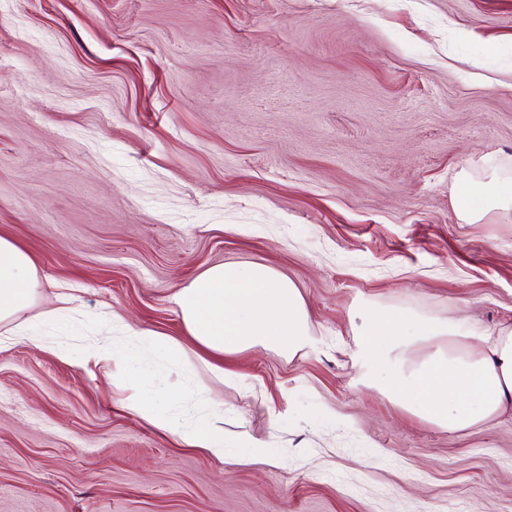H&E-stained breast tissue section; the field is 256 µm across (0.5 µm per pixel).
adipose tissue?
Listing matches in <instances>:
<instances>
[{"mask_svg": "<svg viewBox=\"0 0 512 512\" xmlns=\"http://www.w3.org/2000/svg\"><path fill=\"white\" fill-rule=\"evenodd\" d=\"M491 210L512 218V182L470 194L461 218L471 224ZM39 282L32 255L0 236V323L12 340L35 341L38 326L53 325L59 308L29 322L15 315L31 306ZM175 303L188 336L209 359L205 366L222 383L234 376L224 357L262 348L291 357L308 343L311 314L296 283L271 266L222 263L206 267L177 290ZM116 342L143 339L159 359L187 360L183 343L157 332L141 335L118 314L108 317ZM359 355L369 369L368 387L378 389L413 415L451 432L468 431L512 408V326L484 331L463 318L366 305L350 318ZM129 411L191 448L223 458L224 430L198 415L169 412L159 396L132 391Z\"/></svg>", "mask_w": 512, "mask_h": 512, "instance_id": "obj_1", "label": "adipose tissue"}]
</instances>
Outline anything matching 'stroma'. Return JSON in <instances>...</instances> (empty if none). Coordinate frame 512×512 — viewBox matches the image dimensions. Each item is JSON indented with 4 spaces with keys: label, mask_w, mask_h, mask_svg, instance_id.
I'll use <instances>...</instances> for the list:
<instances>
[{
    "label": "stroma",
    "mask_w": 512,
    "mask_h": 512,
    "mask_svg": "<svg viewBox=\"0 0 512 512\" xmlns=\"http://www.w3.org/2000/svg\"><path fill=\"white\" fill-rule=\"evenodd\" d=\"M512 177V0H0V236L85 323L187 336L206 266L294 280L310 344L167 382L224 445L125 407L94 343H0V512H512V410L467 432L363 384L361 303L512 324V219L460 217ZM235 453L249 463H271L275 458L272 448L254 441L245 443L241 448H236Z\"/></svg>",
    "instance_id": "35a3bbf8"
}]
</instances>
